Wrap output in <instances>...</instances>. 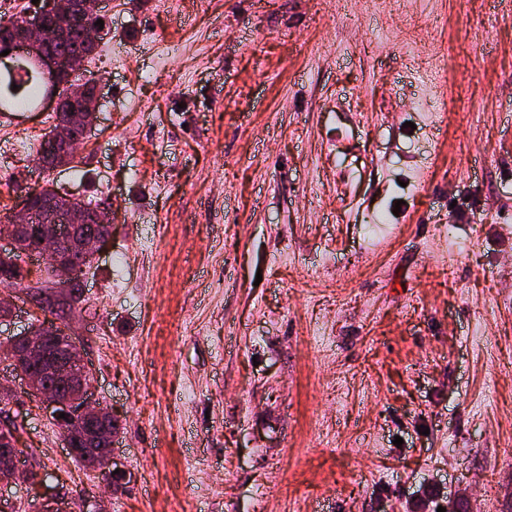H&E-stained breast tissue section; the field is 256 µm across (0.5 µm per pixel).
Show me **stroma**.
I'll return each mask as SVG.
<instances>
[{"label": "stroma", "mask_w": 512, "mask_h": 512, "mask_svg": "<svg viewBox=\"0 0 512 512\" xmlns=\"http://www.w3.org/2000/svg\"><path fill=\"white\" fill-rule=\"evenodd\" d=\"M104 15L71 165L14 148L49 111L0 114V225L48 180L110 199L67 323L133 479L78 465L22 389L20 469L71 512H512V0ZM1 295L5 371L44 314ZM86 81L77 82L73 87L75 93L81 94L86 89H91L90 97L86 109V113L81 118L80 132L74 136L68 135V124L61 123L56 129L49 134L48 139L54 140L63 139L67 149L71 152L72 155L75 154L77 148L82 143L84 137L88 136L91 132L95 121H96V112L98 111L99 102H100V84L97 82H89L85 84Z\"/></svg>", "instance_id": "obj_1"}]
</instances>
